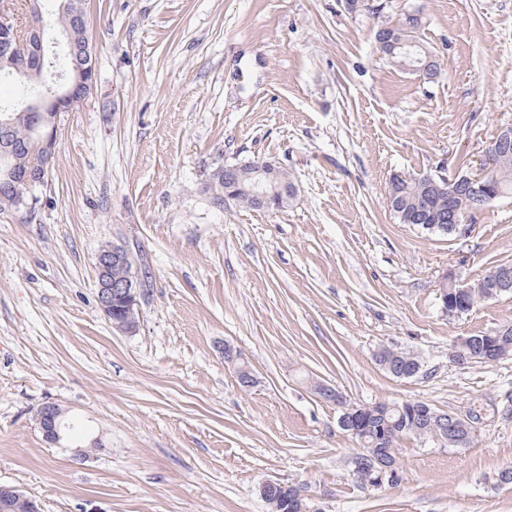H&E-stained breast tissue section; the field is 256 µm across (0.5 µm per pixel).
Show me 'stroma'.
Wrapping results in <instances>:
<instances>
[{
	"instance_id": "35a3bbf8",
	"label": "stroma",
	"mask_w": 512,
	"mask_h": 512,
	"mask_svg": "<svg viewBox=\"0 0 512 512\" xmlns=\"http://www.w3.org/2000/svg\"><path fill=\"white\" fill-rule=\"evenodd\" d=\"M87 3L96 88L64 113L34 198L0 210V484L42 512H269L270 480L301 486L313 512H512V484L494 481L512 467V356L448 360L457 339L512 325V295L456 318L439 299L445 278L512 264V198L448 236L399 223L387 200L392 174L453 175L512 126V0ZM413 10L431 80L372 38ZM252 159L279 162L294 200L213 207L211 172ZM112 243L147 273L131 334L96 302ZM385 346L422 372L387 374ZM313 379L484 425L467 448L402 440L398 483L363 487ZM47 402L78 422L58 445L36 420Z\"/></svg>"
}]
</instances>
